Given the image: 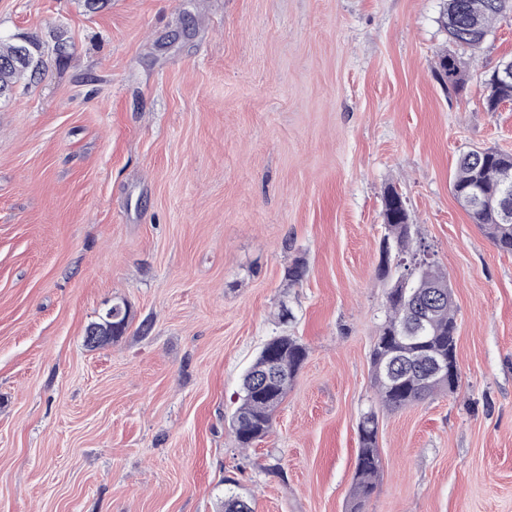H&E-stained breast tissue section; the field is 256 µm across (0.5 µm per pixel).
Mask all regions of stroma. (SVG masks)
Listing matches in <instances>:
<instances>
[{"mask_svg":"<svg viewBox=\"0 0 512 512\" xmlns=\"http://www.w3.org/2000/svg\"><path fill=\"white\" fill-rule=\"evenodd\" d=\"M443 3L0 0L46 62L0 100V512H222L232 487L349 512L390 186L448 274L460 377L380 413L365 512H512V256L451 192L462 152H512V102L483 106L512 14L457 49L455 96ZM116 302L124 334L86 346ZM284 330L308 357L240 449V377ZM437 57L435 67L437 80L446 89H452L455 94H459L465 84L459 61L448 53H441Z\"/></svg>","mask_w":512,"mask_h":512,"instance_id":"stroma-1","label":"stroma"}]
</instances>
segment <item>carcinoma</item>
<instances>
[{"mask_svg": "<svg viewBox=\"0 0 512 512\" xmlns=\"http://www.w3.org/2000/svg\"><path fill=\"white\" fill-rule=\"evenodd\" d=\"M512 13V0H446L439 17L448 43L475 50L492 33L494 23ZM43 57L39 41L33 37H0V97L11 93L21 80L33 82L43 75ZM436 78L439 83L460 93L465 84L457 58L438 55ZM489 93L484 102L488 112L512 101V82L497 80L495 72L485 79ZM512 173V154L493 148L480 149L477 156H460L452 181V193L459 196L474 188L488 196L508 192V210L512 212V183L503 184V174ZM396 191L389 189L384 212L385 234L380 253L388 258L379 263L378 275L390 281L385 297V319L370 354L373 373L374 404L360 417L357 430L358 456L350 512H364L381 473L378 453V412L394 411L423 402L441 392L453 391L446 377L424 375L432 359L448 360L456 355V308L448 296L427 298L423 289L447 284L448 274L434 263L421 259L425 246L416 226L409 223L407 210L395 205ZM473 222L496 249L512 255V219L498 207L468 209ZM426 319L428 334L417 338V316ZM128 326V309L112 305V315L91 326L85 343L95 347L109 337L122 335ZM307 348L297 338L274 336L258 352L243 372L239 401L231 414L230 426L237 446L247 449L267 436L275 413L307 358ZM224 512H253L245 497L224 495Z\"/></svg>", "mask_w": 512, "mask_h": 512, "instance_id": "cac0c4a2", "label": "carcinoma"}]
</instances>
